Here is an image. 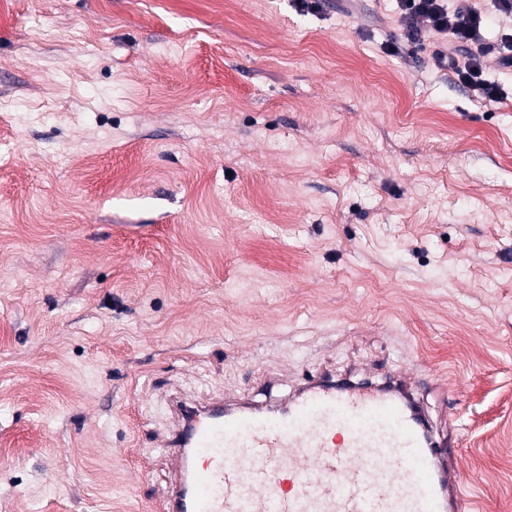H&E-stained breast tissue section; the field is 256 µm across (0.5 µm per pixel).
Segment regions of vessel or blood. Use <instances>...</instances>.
Wrapping results in <instances>:
<instances>
[{"mask_svg": "<svg viewBox=\"0 0 512 512\" xmlns=\"http://www.w3.org/2000/svg\"><path fill=\"white\" fill-rule=\"evenodd\" d=\"M406 390L318 377L281 410L204 404L167 443L163 512H463L448 441Z\"/></svg>", "mask_w": 512, "mask_h": 512, "instance_id": "vessel-or-blood-1", "label": "vessel or blood"}]
</instances>
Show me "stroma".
<instances>
[{
	"mask_svg": "<svg viewBox=\"0 0 512 512\" xmlns=\"http://www.w3.org/2000/svg\"><path fill=\"white\" fill-rule=\"evenodd\" d=\"M397 0H0V512H161L173 400L410 377L512 512V75ZM398 2L405 35L415 46H423L422 28L419 25L421 21L428 22L434 32L448 34L449 42L459 51L461 48L465 50L469 43L477 42L489 22L481 11L475 9L460 7L450 11L443 0ZM430 48V59L434 66L452 71L463 86L477 93L484 101L501 103L499 85L483 77V58L495 50L499 65L512 71V34H502L496 47L489 46L487 52L478 55L466 50V54H456L448 48L447 43L446 46L433 43Z\"/></svg>",
	"mask_w": 512,
	"mask_h": 512,
	"instance_id": "35a3bbf8",
	"label": "stroma"
}]
</instances>
